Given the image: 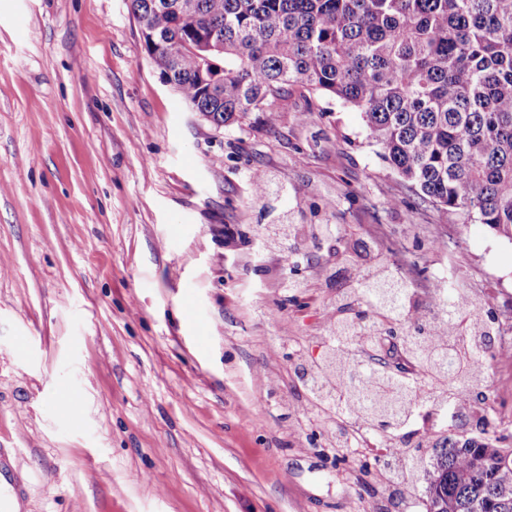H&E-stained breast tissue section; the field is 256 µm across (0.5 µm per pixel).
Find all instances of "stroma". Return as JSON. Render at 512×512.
<instances>
[{
  "instance_id": "obj_1",
  "label": "stroma",
  "mask_w": 512,
  "mask_h": 512,
  "mask_svg": "<svg viewBox=\"0 0 512 512\" xmlns=\"http://www.w3.org/2000/svg\"><path fill=\"white\" fill-rule=\"evenodd\" d=\"M272 109L188 111L128 0H0L12 512H425L376 449L335 448L293 362L323 357L354 265L396 267L422 305L455 270L489 327L512 321V242L413 205L356 109L300 90ZM285 218L334 232L271 246ZM485 359L486 403L417 414L396 450L512 422V357Z\"/></svg>"
}]
</instances>
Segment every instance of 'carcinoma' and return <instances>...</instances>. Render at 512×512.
I'll use <instances>...</instances> for the list:
<instances>
[{
    "instance_id": "obj_1",
    "label": "carcinoma",
    "mask_w": 512,
    "mask_h": 512,
    "mask_svg": "<svg viewBox=\"0 0 512 512\" xmlns=\"http://www.w3.org/2000/svg\"><path fill=\"white\" fill-rule=\"evenodd\" d=\"M145 51L191 112L224 128L269 112L288 88L339 100L361 112L368 138L422 202L475 221L512 242V0H128ZM354 298L330 323L332 346L314 364L330 384L304 380L310 400L331 404L371 438L429 405L477 403L471 337L492 333L448 291L442 315L414 317L409 285L389 267L354 273ZM416 323L401 338L418 368L407 381L358 346L365 336ZM507 437L444 439L394 456L411 477L424 472L426 512H512Z\"/></svg>"
}]
</instances>
